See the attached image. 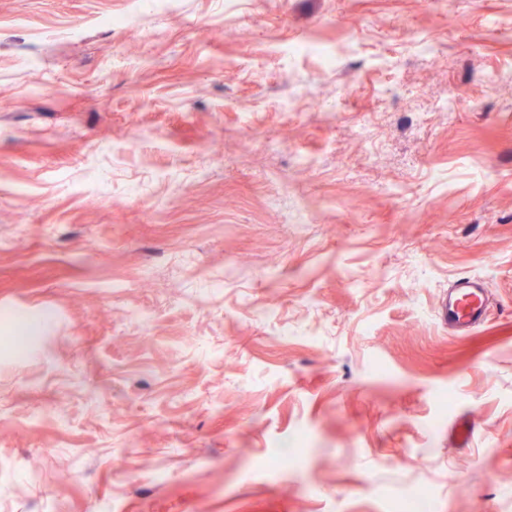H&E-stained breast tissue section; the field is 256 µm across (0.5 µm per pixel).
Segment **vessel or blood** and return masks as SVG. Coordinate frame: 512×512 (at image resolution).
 I'll list each match as a JSON object with an SVG mask.
<instances>
[{"mask_svg":"<svg viewBox=\"0 0 512 512\" xmlns=\"http://www.w3.org/2000/svg\"><path fill=\"white\" fill-rule=\"evenodd\" d=\"M488 313L487 291L475 277L454 280L442 301L440 316L452 332L464 334L484 323Z\"/></svg>","mask_w":512,"mask_h":512,"instance_id":"vessel-or-blood-1","label":"vessel or blood"}]
</instances>
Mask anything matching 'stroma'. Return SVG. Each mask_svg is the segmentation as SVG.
<instances>
[{"mask_svg":"<svg viewBox=\"0 0 512 512\" xmlns=\"http://www.w3.org/2000/svg\"><path fill=\"white\" fill-rule=\"evenodd\" d=\"M417 487L512 512V0H0V512ZM488 313L487 291L476 277H460L448 288L440 316L454 333L464 334L484 323Z\"/></svg>","mask_w":512,"mask_h":512,"instance_id":"1","label":"stroma"}]
</instances>
